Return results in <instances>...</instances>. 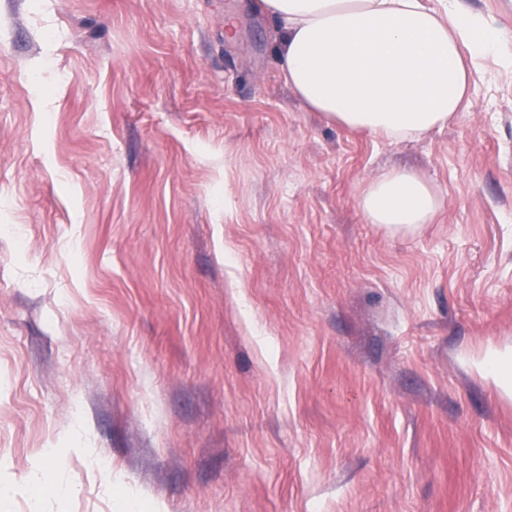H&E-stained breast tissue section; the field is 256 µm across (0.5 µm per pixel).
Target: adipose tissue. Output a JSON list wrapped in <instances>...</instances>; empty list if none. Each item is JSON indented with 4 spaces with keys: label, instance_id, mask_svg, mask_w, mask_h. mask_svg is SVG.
Instances as JSON below:
<instances>
[{
    "label": "adipose tissue",
    "instance_id": "1",
    "mask_svg": "<svg viewBox=\"0 0 512 512\" xmlns=\"http://www.w3.org/2000/svg\"><path fill=\"white\" fill-rule=\"evenodd\" d=\"M262 0L279 25L289 83L313 111L392 138L444 127L471 86L474 62L494 55L492 19L461 0ZM369 223L391 232L431 223L442 198L423 177L392 170L362 188Z\"/></svg>",
    "mask_w": 512,
    "mask_h": 512
}]
</instances>
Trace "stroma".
Segmentation results:
<instances>
[{
    "instance_id": "obj_1",
    "label": "stroma",
    "mask_w": 512,
    "mask_h": 512,
    "mask_svg": "<svg viewBox=\"0 0 512 512\" xmlns=\"http://www.w3.org/2000/svg\"><path fill=\"white\" fill-rule=\"evenodd\" d=\"M464 2L497 56L395 139L257 0H0V512H512V0ZM393 168L433 223H368ZM358 206L371 224L391 232L414 231L432 222L442 198L423 177L392 170L364 185ZM479 370H488L493 376L497 387L509 398L512 397V351L490 350L477 363Z\"/></svg>"
}]
</instances>
